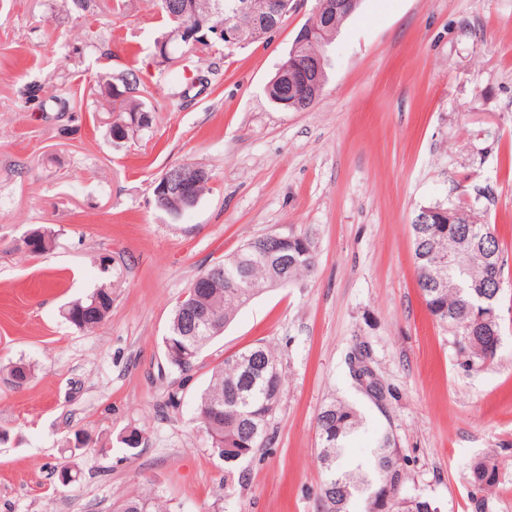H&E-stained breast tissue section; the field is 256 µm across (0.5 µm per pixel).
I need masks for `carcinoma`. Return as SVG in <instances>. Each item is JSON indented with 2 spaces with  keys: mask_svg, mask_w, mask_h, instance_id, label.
<instances>
[{
  "mask_svg": "<svg viewBox=\"0 0 512 512\" xmlns=\"http://www.w3.org/2000/svg\"><path fill=\"white\" fill-rule=\"evenodd\" d=\"M161 16L169 26L168 35L193 22L191 16L171 17L168 0H157ZM102 84L110 94L113 121L107 132L111 139L130 141L138 129L122 130L119 122L129 120V113L142 111V102L135 99L137 78L133 73L117 77L105 76ZM120 93H112L113 85ZM444 206L441 211H457L455 224H426L412 230L413 260L417 284L431 316L448 327L454 336L459 365L473 370L494 361L493 334L501 325L482 322V307H499L507 260L495 229L489 224H474L471 213L479 204ZM464 241L460 251L447 259L445 243L451 239ZM53 244V234L35 229L20 239L18 247L32 255H42ZM288 277L296 280L311 272L316 265L312 240L304 234L288 235ZM246 278L248 287L237 283ZM272 271L257 262L254 252L239 257L232 254L224 261V284L197 297L187 299L208 310L214 317L209 330L187 336L182 326L186 302L175 306L168 333L163 338L168 365L186 374L192 371L204 348L224 332L239 308L268 287ZM112 309V289L98 288L86 299L72 302L62 309L63 318L78 329L90 330L101 324ZM284 394L281 361L274 350L256 343L224 359L212 373L208 388L202 393L197 409L198 428L210 448L224 449V466L231 473L243 461L267 447L272 440L271 428ZM363 424L360 411L352 404L332 399L318 414V432L327 435L319 442V458L325 470L320 488L322 512H440L432 499L408 496L404 484L408 479V458L397 448L390 432L382 433L365 461L352 469L341 462L349 437ZM499 462L493 456L476 461L471 468L474 492L493 488L498 480ZM113 512H167L159 496L132 497L113 504Z\"/></svg>",
  "mask_w": 512,
  "mask_h": 512,
  "instance_id": "1",
  "label": "carcinoma"
}]
</instances>
